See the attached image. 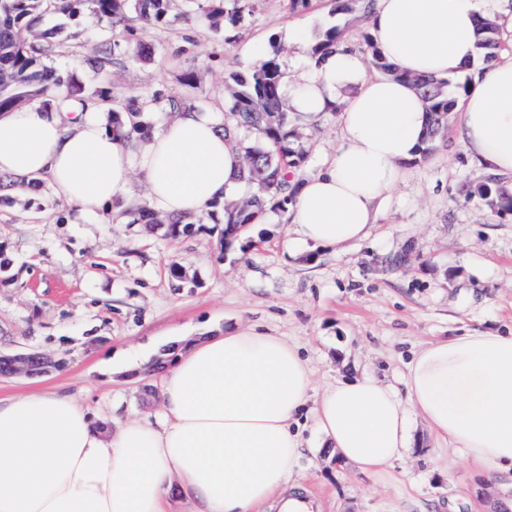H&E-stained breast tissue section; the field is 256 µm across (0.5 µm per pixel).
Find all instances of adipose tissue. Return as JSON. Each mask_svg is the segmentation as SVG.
<instances>
[{
	"instance_id": "1",
	"label": "adipose tissue",
	"mask_w": 512,
	"mask_h": 512,
	"mask_svg": "<svg viewBox=\"0 0 512 512\" xmlns=\"http://www.w3.org/2000/svg\"><path fill=\"white\" fill-rule=\"evenodd\" d=\"M505 0H376L369 24L398 77L367 75L347 46L284 80L289 108L316 122L342 104L332 158L300 179L285 247L366 241L429 123L414 76L472 75L455 110L459 139L491 176H512V56L485 64L476 27ZM108 108L58 95L0 114V174L19 192L47 181L76 216L97 214L143 179L170 215L199 214L242 185L223 119L181 111L140 148L107 131ZM162 417L118 432L66 392L0 397V512H321L295 468L311 419L321 451L378 473L414 450L411 418L485 472L512 475V335L467 328L418 348L400 386L364 375L313 394L298 346L236 325L180 347L157 374Z\"/></svg>"
}]
</instances>
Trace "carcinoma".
I'll list each match as a JSON object with an SVG mask.
<instances>
[{
    "label": "carcinoma",
    "instance_id": "cac0c4a2",
    "mask_svg": "<svg viewBox=\"0 0 512 512\" xmlns=\"http://www.w3.org/2000/svg\"><path fill=\"white\" fill-rule=\"evenodd\" d=\"M197 9L214 19L229 17L234 23L241 20L246 9L245 0H203ZM87 12L106 19L112 29L131 32L130 14L146 27H167L189 19L185 12H172V0H0V113L9 112L27 103L39 101L43 107H52L53 94L63 90L68 95L85 98L81 85L63 77L45 64L55 44L45 31L36 26L45 14L75 17ZM341 29L333 24L326 27L314 53L326 52L341 42ZM478 55L488 62L505 49L500 40L498 25L490 20L480 23L476 44ZM86 64L98 70L123 66L118 43L86 59ZM373 66L386 75L405 79L414 84L427 100L433 124L428 131L422 155L429 154L436 142L448 132V112L456 98L468 91V83H458L448 91L446 77H411L399 72L382 54H372ZM283 77L278 47L264 55L260 65L247 73L230 75L231 98L224 111V133L234 141L245 161L241 179L243 196L221 204V230L224 248L247 235L256 219L267 208L285 210L294 188L290 183L292 172L306 163V152L299 135L288 125L280 94ZM199 108L195 99L167 94L162 90L130 95L112 110V131L123 133L137 142L151 128L150 121L158 113L171 114ZM479 197L500 214H512V195L496 186V179L467 191V198ZM120 215L131 224H144L149 229L160 228L167 237L176 238L192 231L194 223L188 216L169 218L154 207L143 204L134 209H123Z\"/></svg>",
    "mask_w": 512,
    "mask_h": 512
}]
</instances>
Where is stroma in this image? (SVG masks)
<instances>
[{
  "instance_id": "stroma-1",
  "label": "stroma",
  "mask_w": 512,
  "mask_h": 512,
  "mask_svg": "<svg viewBox=\"0 0 512 512\" xmlns=\"http://www.w3.org/2000/svg\"><path fill=\"white\" fill-rule=\"evenodd\" d=\"M330 0H251L238 24L193 15L190 23L113 35L108 21L88 15L71 29L92 38L67 43L50 66L72 75L92 94L110 88L113 99L159 87L184 93L180 77L195 73L194 93L205 108L224 110V78L252 70L270 45L282 51L285 71L307 59L289 39L301 27L309 44L329 20L343 29L344 44L370 57L369 17L359 0L331 15ZM232 43H225V36ZM118 42L120 69L84 66L82 56ZM338 110L318 124L298 125L307 153L305 175L317 174L339 140ZM458 138V116L448 134L411 166L368 242L341 251L303 247L288 254V215L266 212L262 224L224 247L211 226L221 211L201 214L204 231L176 239L148 233L140 224H107L102 216L71 220L72 207L49 184L0 205V350L34 348L61 360L40 378H0V396L37 388L62 389L90 414L113 426L156 420L162 412L158 382L147 369L177 340H192L235 324H253L286 337L310 363L316 388L372 374L398 384L413 352L464 326L512 332V216L465 199L483 182ZM468 254L484 269L461 262ZM186 280L173 287L171 265ZM471 305L458 306L463 288ZM417 452L386 471L365 473L309 447L298 463L304 494L322 512H491L512 501V480L487 478L455 449L436 447L426 425L413 422Z\"/></svg>"
}]
</instances>
